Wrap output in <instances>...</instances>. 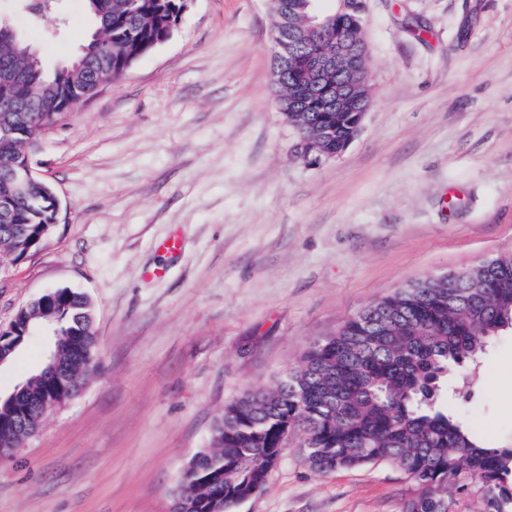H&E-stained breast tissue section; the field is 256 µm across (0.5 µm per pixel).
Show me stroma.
I'll use <instances>...</instances> for the list:
<instances>
[{
	"instance_id": "35a3bbf8",
	"label": "stroma",
	"mask_w": 512,
	"mask_h": 512,
	"mask_svg": "<svg viewBox=\"0 0 512 512\" xmlns=\"http://www.w3.org/2000/svg\"><path fill=\"white\" fill-rule=\"evenodd\" d=\"M367 5L371 107L335 158L294 153L271 0H191L167 42L30 147L60 213L46 244L0 258V326L49 289L85 293L98 360L0 458V512H171L226 404L274 389L371 302L512 254V0ZM0 18L50 70L94 26L84 0L40 22L0 0ZM172 232L180 252H156ZM48 346L31 337L0 367V395ZM449 376L471 392L449 407L512 446V335ZM415 491L383 463L313 471L296 431L234 512H403ZM299 77L300 73H293V71L287 68L279 79L273 82L279 109L283 110V112H288V101L295 93V87L297 85L296 79Z\"/></svg>"
}]
</instances>
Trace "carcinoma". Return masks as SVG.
I'll list each match as a JSON object with an SVG mask.
<instances>
[{
    "instance_id": "carcinoma-1",
    "label": "carcinoma",
    "mask_w": 512,
    "mask_h": 512,
    "mask_svg": "<svg viewBox=\"0 0 512 512\" xmlns=\"http://www.w3.org/2000/svg\"><path fill=\"white\" fill-rule=\"evenodd\" d=\"M101 42L89 35L81 52L48 72L32 67V46L20 36L0 34V120L22 107L33 117L19 134L0 139V196L10 194L14 211L0 222V254L15 260L50 223L48 205L34 195L39 183L16 191L4 164L21 159L75 92L90 94L99 81L117 79L158 46L180 0H86ZM303 0H274L273 25L306 26ZM300 74L285 70L274 82L279 109L288 111ZM288 120L304 128L326 124L332 152L347 137L352 112H296ZM26 225L20 230L18 225ZM36 302L18 323L51 321L58 331L50 355L76 385L94 368L97 339L87 298L69 288ZM512 331V255L488 259L448 283L419 279L377 300L346 321L336 334L314 343L300 368L273 390H251L224 408L211 446L196 453L182 471L191 496L185 512H231L237 499L263 490L277 455L280 433L298 429L310 436L307 461L322 475L385 463L418 488L404 512H467L471 498L479 512H512V448L483 446L445 401L448 371L469 366L489 343ZM24 336L0 338V354L13 359ZM21 398L47 411L73 394L30 375ZM14 429L12 395L0 400V431L13 432V448L34 433Z\"/></svg>"
}]
</instances>
